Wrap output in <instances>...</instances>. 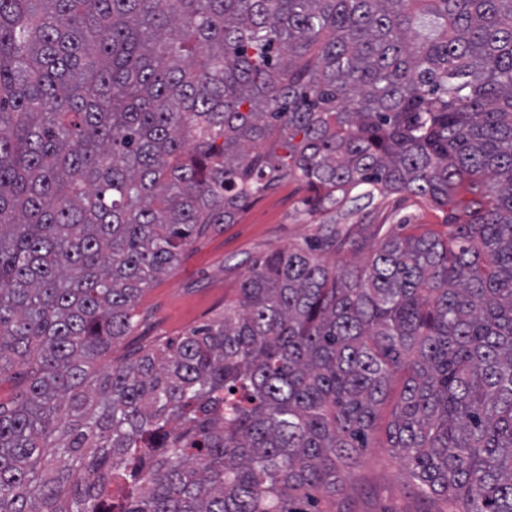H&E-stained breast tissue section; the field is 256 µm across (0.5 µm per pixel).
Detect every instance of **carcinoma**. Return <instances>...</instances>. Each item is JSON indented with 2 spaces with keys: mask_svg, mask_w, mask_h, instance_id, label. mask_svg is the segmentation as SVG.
<instances>
[{
  "mask_svg": "<svg viewBox=\"0 0 512 512\" xmlns=\"http://www.w3.org/2000/svg\"><path fill=\"white\" fill-rule=\"evenodd\" d=\"M325 219L107 368L142 292L283 181ZM472 198L458 199L461 189ZM448 209L365 264L378 195ZM0 512H321L387 429L512 512V0H0ZM23 389V376L20 371L2 377L0 381V402L10 405Z\"/></svg>",
  "mask_w": 512,
  "mask_h": 512,
  "instance_id": "obj_1",
  "label": "carcinoma"
}]
</instances>
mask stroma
I'll return each instance as SVG.
<instances>
[{
    "mask_svg": "<svg viewBox=\"0 0 512 512\" xmlns=\"http://www.w3.org/2000/svg\"><path fill=\"white\" fill-rule=\"evenodd\" d=\"M306 191L285 183L254 203L235 224H222L193 241L181 262L145 290L136 304L139 322L112 350L113 358L174 339L200 326L236 296L252 263L266 255L316 238L319 216L301 204ZM445 211L407 194L376 198L351 221L360 232L383 237L431 231L447 235ZM399 397L391 391L379 411L361 465L348 476L352 512H441L442 502L422 498L403 460L386 446L385 429Z\"/></svg>",
    "mask_w": 512,
    "mask_h": 512,
    "instance_id": "35a3bbf8",
    "label": "stroma"
}]
</instances>
